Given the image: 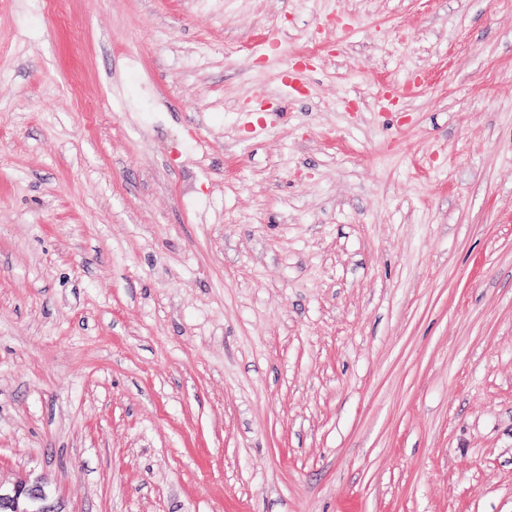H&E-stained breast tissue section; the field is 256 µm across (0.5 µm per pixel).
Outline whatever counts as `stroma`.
Here are the masks:
<instances>
[{"label":"stroma","mask_w":512,"mask_h":512,"mask_svg":"<svg viewBox=\"0 0 512 512\" xmlns=\"http://www.w3.org/2000/svg\"><path fill=\"white\" fill-rule=\"evenodd\" d=\"M31 472L66 512H512V0H0Z\"/></svg>","instance_id":"stroma-1"}]
</instances>
